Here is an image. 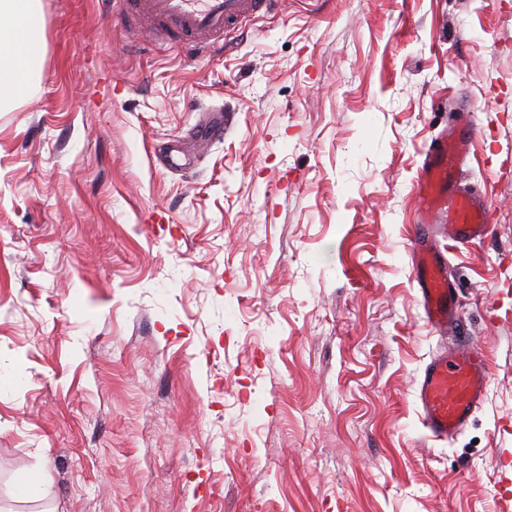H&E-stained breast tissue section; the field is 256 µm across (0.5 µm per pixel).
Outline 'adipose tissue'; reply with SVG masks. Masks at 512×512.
I'll list each match as a JSON object with an SVG mask.
<instances>
[{"mask_svg":"<svg viewBox=\"0 0 512 512\" xmlns=\"http://www.w3.org/2000/svg\"><path fill=\"white\" fill-rule=\"evenodd\" d=\"M41 16L37 0H0V103L25 95L42 69Z\"/></svg>","mask_w":512,"mask_h":512,"instance_id":"obj_1","label":"adipose tissue"}]
</instances>
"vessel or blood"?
Returning <instances> with one entry per match:
<instances>
[{
    "label": "vessel or blood",
    "mask_w": 512,
    "mask_h": 512,
    "mask_svg": "<svg viewBox=\"0 0 512 512\" xmlns=\"http://www.w3.org/2000/svg\"><path fill=\"white\" fill-rule=\"evenodd\" d=\"M129 25L155 23L162 36L198 53L226 48L235 31L259 15L274 13L282 0H118ZM478 127L475 120L449 124L425 152L417 181L421 209L412 226L409 248L419 301L427 322L437 330L460 322L456 288L448 261L432 241L439 225L449 240L469 245L490 232V202L468 189L460 175ZM489 367L484 352L470 343L432 360L421 375L416 397L424 428L436 441L456 438L484 404Z\"/></svg>",
    "instance_id": "b4317fda"
}]
</instances>
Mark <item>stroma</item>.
<instances>
[{
  "instance_id": "stroma-1",
  "label": "stroma",
  "mask_w": 512,
  "mask_h": 512,
  "mask_svg": "<svg viewBox=\"0 0 512 512\" xmlns=\"http://www.w3.org/2000/svg\"><path fill=\"white\" fill-rule=\"evenodd\" d=\"M39 7L42 71L0 104V512H500L512 0H283L205 56L114 0ZM484 98L490 233L447 250L489 384L436 442L414 185Z\"/></svg>"
}]
</instances>
